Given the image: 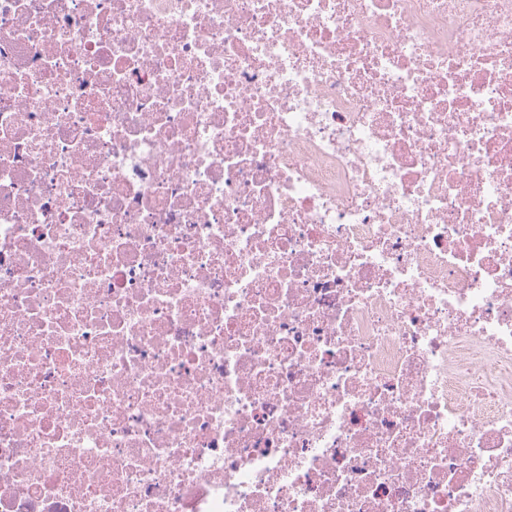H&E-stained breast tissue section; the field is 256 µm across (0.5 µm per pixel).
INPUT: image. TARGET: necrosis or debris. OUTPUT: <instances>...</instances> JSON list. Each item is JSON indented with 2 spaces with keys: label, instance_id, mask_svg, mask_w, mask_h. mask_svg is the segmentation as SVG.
Instances as JSON below:
<instances>
[{
  "label": "necrosis or debris",
  "instance_id": "necrosis-or-debris-1",
  "mask_svg": "<svg viewBox=\"0 0 512 512\" xmlns=\"http://www.w3.org/2000/svg\"><path fill=\"white\" fill-rule=\"evenodd\" d=\"M0 512H512V0H0Z\"/></svg>",
  "mask_w": 512,
  "mask_h": 512
}]
</instances>
